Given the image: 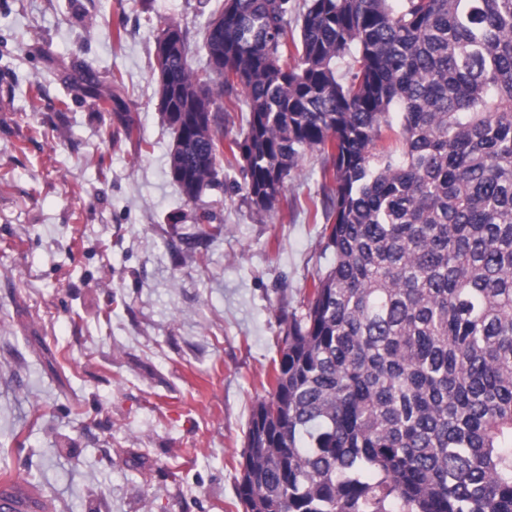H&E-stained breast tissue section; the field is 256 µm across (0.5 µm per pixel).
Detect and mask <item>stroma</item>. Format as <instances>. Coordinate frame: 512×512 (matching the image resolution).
Here are the masks:
<instances>
[{"mask_svg":"<svg viewBox=\"0 0 512 512\" xmlns=\"http://www.w3.org/2000/svg\"><path fill=\"white\" fill-rule=\"evenodd\" d=\"M220 2L0 0V477L43 512H243L252 409L333 264L321 152L263 214L231 153L198 202L170 174L156 28L202 70Z\"/></svg>","mask_w":512,"mask_h":512,"instance_id":"obj_1","label":"stroma"}]
</instances>
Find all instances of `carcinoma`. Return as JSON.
Segmentation results:
<instances>
[{"label": "carcinoma", "instance_id": "1", "mask_svg": "<svg viewBox=\"0 0 512 512\" xmlns=\"http://www.w3.org/2000/svg\"><path fill=\"white\" fill-rule=\"evenodd\" d=\"M180 32L160 112L188 201L242 106L257 212L307 151L332 164L335 262L252 411L244 512H512V0H223L222 73Z\"/></svg>", "mask_w": 512, "mask_h": 512}]
</instances>
